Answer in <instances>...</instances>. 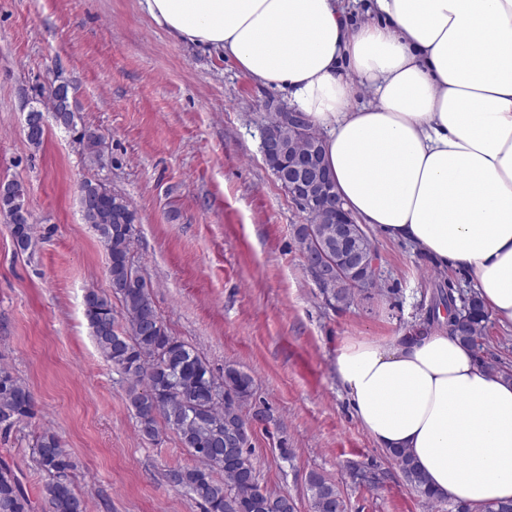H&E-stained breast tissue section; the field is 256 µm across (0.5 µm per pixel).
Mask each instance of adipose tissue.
Segmentation results:
<instances>
[{"label":"adipose tissue","instance_id":"adipose-tissue-1","mask_svg":"<svg viewBox=\"0 0 512 512\" xmlns=\"http://www.w3.org/2000/svg\"><path fill=\"white\" fill-rule=\"evenodd\" d=\"M177 40L286 92L357 223L467 270L512 325V0H143ZM369 94L368 103L358 100ZM336 374L442 498L512 500V380L447 329L346 339Z\"/></svg>","mask_w":512,"mask_h":512}]
</instances>
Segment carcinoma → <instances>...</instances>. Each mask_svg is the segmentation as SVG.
<instances>
[{
    "instance_id": "carcinoma-1",
    "label": "carcinoma",
    "mask_w": 512,
    "mask_h": 512,
    "mask_svg": "<svg viewBox=\"0 0 512 512\" xmlns=\"http://www.w3.org/2000/svg\"><path fill=\"white\" fill-rule=\"evenodd\" d=\"M43 108L59 124L76 126L70 89L46 96ZM263 133L283 135L284 154L290 164L302 157L309 142L323 143L322 135L309 126L302 132L287 127L283 112L272 113ZM98 144L95 132L87 130L81 135L80 145L91 163L96 161ZM24 208L25 189L20 182L0 191V213L12 224L15 244L21 252L35 246L33 222L17 220ZM82 218L84 223L96 225L108 255L112 287L110 297L96 289L84 295V318L97 350L128 383L127 398L140 433L153 440L162 422L197 460L193 467L171 471L172 483L193 495L205 512H289L287 497L261 485L251 444L240 448L215 444L216 436L241 424V407L253 396V377L227 365L222 379H216L205 356L169 332L153 305L145 277L131 260L136 215L124 196L92 191L90 209ZM306 221L295 231L299 251L304 254L317 244L331 263L343 262L344 253L336 249V225L320 224L318 217L309 212ZM357 278L369 280L373 288L377 286L375 269L367 267L349 271L321 289V294L328 301L347 305L355 297L351 281ZM113 296L121 302L124 328L119 326L112 307ZM437 297L426 323L435 322L439 308H445L448 332L472 349L482 367L512 379V374L504 370L506 362L487 356L484 350L489 312L480 295L474 290L458 294L450 287L440 290ZM219 381L226 397L213 398L210 387ZM34 415L35 399L29 386L0 368V430L7 433ZM33 454L37 465L49 475L42 488L46 512H86L79 509L85 500L72 486L75 462L57 435L44 431L36 436ZM389 455L422 497L432 503L438 501L410 454L393 449ZM307 496L312 512H346L338 486L319 473L309 474ZM454 508L455 512H512V501L490 503L476 511L471 504L459 500ZM0 512H33L29 495L4 461H0Z\"/></svg>"
}]
</instances>
